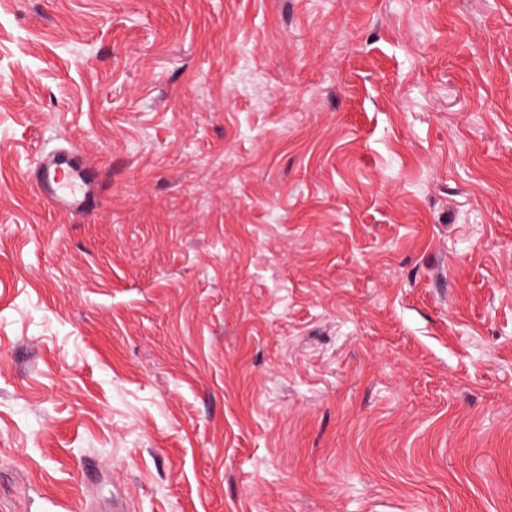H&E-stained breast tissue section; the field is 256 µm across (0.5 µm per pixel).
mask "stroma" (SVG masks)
Returning <instances> with one entry per match:
<instances>
[{
  "label": "stroma",
  "mask_w": 512,
  "mask_h": 512,
  "mask_svg": "<svg viewBox=\"0 0 512 512\" xmlns=\"http://www.w3.org/2000/svg\"><path fill=\"white\" fill-rule=\"evenodd\" d=\"M71 145L92 214L27 176ZM512 512V0H0V512Z\"/></svg>",
  "instance_id": "stroma-1"
}]
</instances>
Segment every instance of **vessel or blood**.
I'll return each instance as SVG.
<instances>
[{
	"label": "vessel or blood",
	"instance_id": "b4317fda",
	"mask_svg": "<svg viewBox=\"0 0 512 512\" xmlns=\"http://www.w3.org/2000/svg\"><path fill=\"white\" fill-rule=\"evenodd\" d=\"M35 185L43 200L65 211H90L97 197L86 164L79 161L69 146L52 150L39 158Z\"/></svg>",
	"mask_w": 512,
	"mask_h": 512
}]
</instances>
